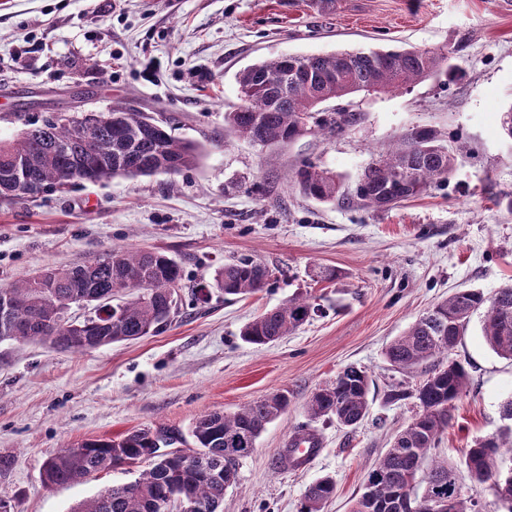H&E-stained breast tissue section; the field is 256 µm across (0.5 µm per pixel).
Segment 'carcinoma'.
Wrapping results in <instances>:
<instances>
[{"label":"carcinoma","instance_id":"carcinoma-1","mask_svg":"<svg viewBox=\"0 0 512 512\" xmlns=\"http://www.w3.org/2000/svg\"><path fill=\"white\" fill-rule=\"evenodd\" d=\"M304 60L307 75L281 57L259 60L241 70L238 104L224 113V132L267 146L286 144L306 133L334 135L354 125L359 115L322 112L321 103L359 91L399 90L441 73L451 75L446 53L416 47L319 54ZM112 113L123 115L120 126L105 120L102 112L100 119L86 126L83 138L75 137L71 126L52 113L18 139L0 140V184L7 185L6 177L17 160L24 161L33 179L49 191L67 190L78 181L98 183L168 170L178 175L197 164L199 147L173 136L164 122L122 108ZM454 164L453 151L439 142L433 129L423 127L369 164L351 190L311 161L302 162L293 179L303 195L316 200L386 210L448 179ZM44 277L41 288L29 278L0 287V296H8L12 306L9 318L0 316V342L32 339L80 353L92 346L158 334L171 322L165 315L167 290L181 280L178 265L167 255L121 247L105 252L92 266L47 269ZM271 277L266 265L244 259L225 264L215 281L226 295H250L269 285ZM132 279L149 283L156 292L154 298L137 295L108 313L102 297L132 291ZM76 297L96 304L98 314L69 319L56 328L31 322L30 317L43 311L46 303L62 314ZM484 306L486 343L500 357L512 360V285L490 297L475 290L457 291L387 347L386 357L393 366L423 373L413 386L391 387L387 399L413 398L417 410L367 472L365 482L378 488V497L361 492L351 512H428V493L453 501L452 512H479L463 493L466 480L489 485L496 500L512 512V465L504 471L497 463L505 455L512 462V425L465 449L463 473L436 453L455 403L470 384L467 369L452 354L471 316ZM314 312L308 296L295 294L244 325L240 337L251 345H266L292 333ZM369 394L366 372L348 366L313 393L306 412L313 419L327 417L354 428L368 414ZM287 409L288 396L276 393L233 414L211 412L199 417L190 430L195 444L192 469L162 451L166 441L177 443L183 435L157 426L130 431L119 439H88L68 446L44 463V481L49 485L79 482L93 473L138 461L147 464L138 478L107 489L75 512H159L158 504L173 494L204 505L205 512H222L224 491L237 482L240 460L256 448L266 425ZM335 492L332 477L314 481L303 494L300 512H322Z\"/></svg>","mask_w":512,"mask_h":512}]
</instances>
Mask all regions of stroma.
<instances>
[{"mask_svg":"<svg viewBox=\"0 0 512 512\" xmlns=\"http://www.w3.org/2000/svg\"><path fill=\"white\" fill-rule=\"evenodd\" d=\"M409 45L447 53L456 78L326 101L322 111L361 115L326 138L261 147L224 135L237 75L256 59ZM116 106L198 144L197 165L0 199V286L121 246L178 263V309L159 334L82 353L0 342V500L11 512H74L139 469L46 486L43 465L62 448L160 425L186 434L203 414L284 392L288 411L241 461L224 512H299L306 486L324 476L336 494L323 512H350L368 469L415 412L413 400L385 398L390 385L421 378L392 366L387 346L455 291L512 285V139L501 128L512 107V6L336 0L325 12L316 0H0L1 139L50 112ZM424 126L457 161L420 198L389 210L344 207L303 196L292 180L310 160L352 188L379 154ZM240 259L267 265L270 284L247 296L217 290V271ZM298 292L317 307L307 322L266 346L241 341L245 323ZM484 317L472 316L453 353L470 385L438 452L458 465L464 448L502 426L512 396V360L485 342ZM350 365L373 381L366 418L352 430L310 419L312 393ZM303 428L322 453L280 467Z\"/></svg>","mask_w":512,"mask_h":512,"instance_id":"stroma-1","label":"stroma"}]
</instances>
